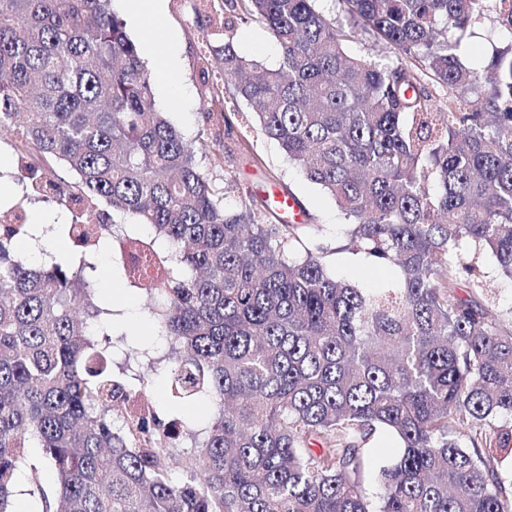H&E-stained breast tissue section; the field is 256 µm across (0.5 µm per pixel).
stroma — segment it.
Wrapping results in <instances>:
<instances>
[{"label": "stroma", "mask_w": 512, "mask_h": 512, "mask_svg": "<svg viewBox=\"0 0 512 512\" xmlns=\"http://www.w3.org/2000/svg\"><path fill=\"white\" fill-rule=\"evenodd\" d=\"M124 4L125 0H114L113 8L127 35L138 47L175 38L177 62L169 75L157 76L153 63L145 65L147 72L153 75L155 105L165 112L167 119L185 139L209 145V153L198 154L197 161L210 174L216 188H223L225 177L234 178L235 188L226 199L227 207H235L239 201L252 197L266 198L274 188L285 191L296 197L307 215L319 224L318 239L335 247V254L327 258L333 274L381 287L393 283L397 278L396 271L374 268L358 256L339 252L343 226L334 200L318 185L308 181L300 169L288 161L278 145L266 140L257 129H249L246 141L233 156L225 159L223 166H215L211 151L221 148L224 143V126L204 117L195 61L200 27L192 11L191 0H164L165 16L159 24L147 18L132 21L124 10ZM233 41L242 56L268 68L278 65L279 47L263 25L252 20L237 23ZM15 142L16 134L12 129L0 131V185H7L10 191L8 204L16 213L25 215L29 223L49 222L60 207L51 199L30 200L17 174ZM97 264L95 301L110 310L100 322V331L109 337L114 373L144 387L146 398L162 417L183 421L190 430H198L215 412V405L204 398L194 403L172 398L167 377L174 361V351L165 340L155 336L153 317L138 290L125 288L121 300H114L109 289L114 265L110 254L98 256Z\"/></svg>", "instance_id": "obj_1"}]
</instances>
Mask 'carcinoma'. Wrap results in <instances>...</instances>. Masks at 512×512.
Wrapping results in <instances>:
<instances>
[{
    "mask_svg": "<svg viewBox=\"0 0 512 512\" xmlns=\"http://www.w3.org/2000/svg\"><path fill=\"white\" fill-rule=\"evenodd\" d=\"M316 2L197 0L205 117L244 105L333 198L341 250L398 272L390 288L332 274L317 224L224 206L233 180L219 194L155 109L111 0H0V129L21 124L19 173L76 212L49 229L81 255L36 264L16 252L34 225L0 217V512L33 446L57 472L29 490L40 512H512V307L477 261L512 281V0H335L333 18ZM491 15L509 40L485 92L459 51ZM243 19L276 67L235 51ZM362 33L394 57L352 53ZM113 249L178 353L172 396L220 406L199 434L126 410L142 389L93 339ZM232 33L234 45L242 56L253 59L268 68L278 65L279 47L263 25L253 20L239 21Z\"/></svg>",
    "mask_w": 512,
    "mask_h": 512,
    "instance_id": "carcinoma-1",
    "label": "carcinoma"
}]
</instances>
